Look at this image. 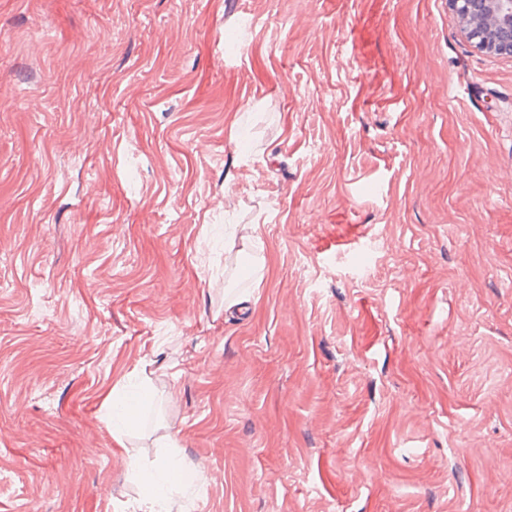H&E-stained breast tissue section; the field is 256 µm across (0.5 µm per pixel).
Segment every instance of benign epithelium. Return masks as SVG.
Instances as JSON below:
<instances>
[{
  "instance_id": "obj_1",
  "label": "benign epithelium",
  "mask_w": 512,
  "mask_h": 512,
  "mask_svg": "<svg viewBox=\"0 0 512 512\" xmlns=\"http://www.w3.org/2000/svg\"><path fill=\"white\" fill-rule=\"evenodd\" d=\"M474 48L512 60V0H448Z\"/></svg>"
}]
</instances>
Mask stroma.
I'll return each instance as SVG.
<instances>
[{
    "label": "stroma",
    "instance_id": "1",
    "mask_svg": "<svg viewBox=\"0 0 512 512\" xmlns=\"http://www.w3.org/2000/svg\"><path fill=\"white\" fill-rule=\"evenodd\" d=\"M172 458L176 512H512V60L448 0H0V512Z\"/></svg>",
    "mask_w": 512,
    "mask_h": 512
}]
</instances>
